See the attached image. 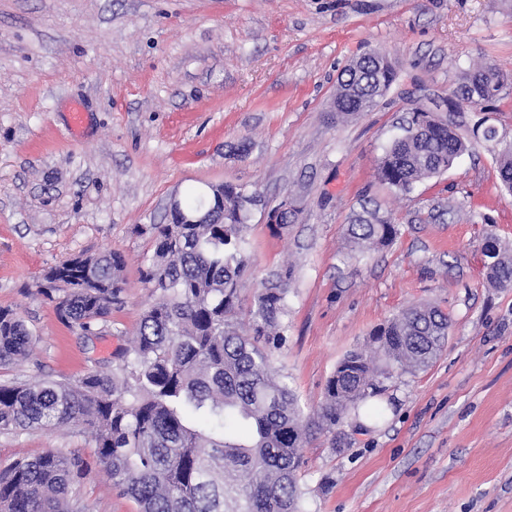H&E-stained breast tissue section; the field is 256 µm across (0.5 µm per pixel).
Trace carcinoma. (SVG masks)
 <instances>
[{
	"mask_svg": "<svg viewBox=\"0 0 512 512\" xmlns=\"http://www.w3.org/2000/svg\"><path fill=\"white\" fill-rule=\"evenodd\" d=\"M371 82L338 77L336 114L357 115L377 104L396 79L395 67L362 55ZM495 69L466 74L460 86L480 101L500 96ZM467 143L448 121L413 112L385 147L379 181L399 193L453 166ZM503 186L512 192V145L494 153ZM253 195L224 183L207 195L189 190L178 200L194 215L210 205L207 224H148L153 242L142 282L161 290L144 312L132 346L117 367H99L73 383L43 379L0 384V435L70 428L88 438L89 452L60 449L0 469V512H90L73 492L91 469L108 470L112 484L139 512H304L299 488L301 449L317 433H332L343 415L381 391L394 372L425 368L448 339L449 319L432 303L411 305L372 333L378 360L348 352L327 382L319 409L303 415L288 376L272 364L282 342L280 317L292 270L277 272L253 298L248 327L235 318L246 269V229ZM397 225L368 211L348 225L358 246L386 245ZM488 281L512 286V257L491 237L483 247ZM123 258L115 251L59 262L39 293L57 318L85 335L106 325L122 292ZM36 338L13 311L0 308V367L29 356Z\"/></svg>",
	"mask_w": 512,
	"mask_h": 512,
	"instance_id": "obj_1",
	"label": "carcinoma"
}]
</instances>
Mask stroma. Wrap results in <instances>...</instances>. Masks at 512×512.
<instances>
[{"label": "stroma", "instance_id": "1", "mask_svg": "<svg viewBox=\"0 0 512 512\" xmlns=\"http://www.w3.org/2000/svg\"><path fill=\"white\" fill-rule=\"evenodd\" d=\"M371 47L397 78L372 111L339 118L337 78ZM482 65L512 81V0H0V308L36 338L0 382H73L115 360L156 299L140 278L153 252L140 227L165 223L189 189L239 184L262 205L238 319L292 267L271 356L305 413L343 356L402 309L432 302L451 322L427 369L393 374L303 448L306 512H512V288L488 283L481 256L491 235L512 250V193L473 136L485 120L512 143V90L449 113L468 149L440 176L397 194L376 173L412 108H444ZM282 202L294 217L278 233L265 212ZM366 207L397 224L389 245L347 239ZM105 250L125 259L122 302L87 338L38 286L61 260ZM87 443L66 429L0 435V461ZM82 491L91 512H138L104 466Z\"/></svg>", "mask_w": 512, "mask_h": 512}]
</instances>
